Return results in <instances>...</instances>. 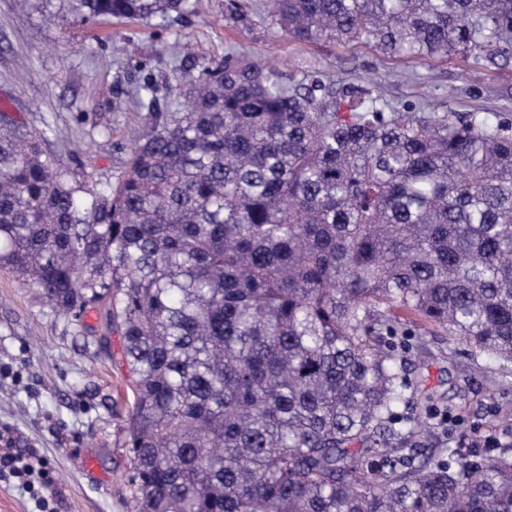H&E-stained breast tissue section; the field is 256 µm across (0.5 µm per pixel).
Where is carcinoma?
<instances>
[{"mask_svg":"<svg viewBox=\"0 0 512 512\" xmlns=\"http://www.w3.org/2000/svg\"><path fill=\"white\" fill-rule=\"evenodd\" d=\"M187 0H77L165 18ZM306 43L512 61V0H269ZM151 110L127 170L69 185L0 113V265L77 316L106 307L132 397L138 512H512V444L420 447L385 337L419 323L512 363V120L285 82L228 53ZM184 108L154 112L160 92Z\"/></svg>","mask_w":512,"mask_h":512,"instance_id":"1","label":"carcinoma"}]
</instances>
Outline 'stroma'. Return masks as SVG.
Masks as SVG:
<instances>
[{
    "mask_svg": "<svg viewBox=\"0 0 512 512\" xmlns=\"http://www.w3.org/2000/svg\"><path fill=\"white\" fill-rule=\"evenodd\" d=\"M266 0H188L166 20H86L73 0H0V110L36 129L69 184L100 190L125 170L144 113L125 96L143 78L173 82L175 64L201 67L246 50L286 79L319 73L339 85L374 81L396 105L426 112L512 118V63L484 68L468 59H393L363 44L309 45L284 35ZM421 436L436 452L488 448L512 419V385L497 384L502 364L484 355L460 369L448 337L395 340ZM127 371L121 339L103 308L81 318L55 311L40 289L0 267V435L37 449L55 482L57 512H135L133 464L125 446L128 402L117 401ZM447 405L452 422L431 426L426 395Z\"/></svg>",
    "mask_w": 512,
    "mask_h": 512,
    "instance_id": "35a3bbf8",
    "label": "stroma"
}]
</instances>
